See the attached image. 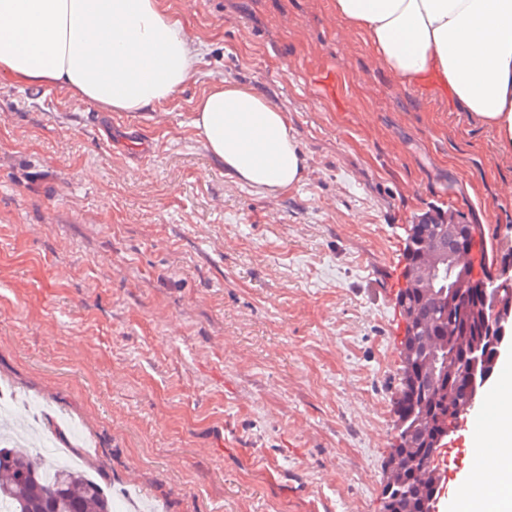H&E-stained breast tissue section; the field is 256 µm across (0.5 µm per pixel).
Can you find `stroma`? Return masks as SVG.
I'll return each mask as SVG.
<instances>
[{
  "label": "stroma",
  "mask_w": 512,
  "mask_h": 512,
  "mask_svg": "<svg viewBox=\"0 0 512 512\" xmlns=\"http://www.w3.org/2000/svg\"><path fill=\"white\" fill-rule=\"evenodd\" d=\"M199 52L145 112L0 82V390L117 512H383L410 230L432 208L512 237V155L402 83L332 0H158ZM340 77L339 103L314 80ZM251 86L305 158L237 182L194 100Z\"/></svg>",
  "instance_id": "obj_1"
}]
</instances>
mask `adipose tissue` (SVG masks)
<instances>
[{
  "mask_svg": "<svg viewBox=\"0 0 512 512\" xmlns=\"http://www.w3.org/2000/svg\"><path fill=\"white\" fill-rule=\"evenodd\" d=\"M380 63L407 85L436 77L512 154V0H333ZM182 24L158 0H0V80L62 87L108 112L173 98L195 71ZM191 125L236 181L268 193L298 184L303 154L288 116L250 86L225 83L194 103ZM489 400L501 419L494 463L462 479L459 512H512V379Z\"/></svg>",
  "mask_w": 512,
  "mask_h": 512,
  "instance_id": "ef3b65f1",
  "label": "adipose tissue"
}]
</instances>
